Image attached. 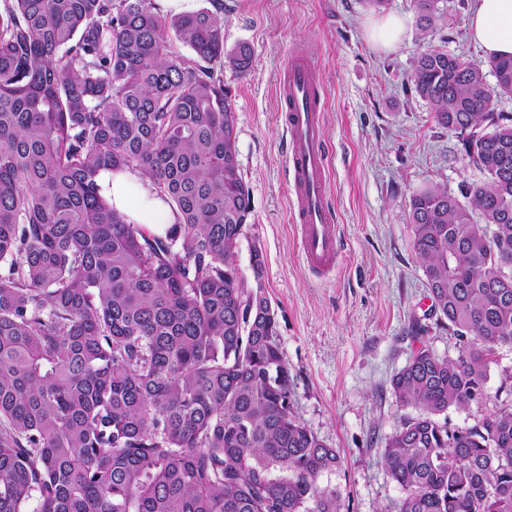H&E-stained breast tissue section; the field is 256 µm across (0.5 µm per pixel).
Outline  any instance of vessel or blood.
Segmentation results:
<instances>
[{
  "label": "vessel or blood",
  "instance_id": "obj_1",
  "mask_svg": "<svg viewBox=\"0 0 512 512\" xmlns=\"http://www.w3.org/2000/svg\"><path fill=\"white\" fill-rule=\"evenodd\" d=\"M289 133L287 163L291 175L292 212L304 265L317 277L334 273L343 256L329 202L330 146L326 139L321 82L316 64L293 53L280 88Z\"/></svg>",
  "mask_w": 512,
  "mask_h": 512
}]
</instances>
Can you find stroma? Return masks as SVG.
Instances as JSON below:
<instances>
[{"label":"stroma","mask_w":512,"mask_h":512,"mask_svg":"<svg viewBox=\"0 0 512 512\" xmlns=\"http://www.w3.org/2000/svg\"><path fill=\"white\" fill-rule=\"evenodd\" d=\"M224 45L248 43L249 75L224 68L233 91L238 162L252 214L236 255L246 284L255 279L249 246L264 254L262 280L277 312L281 351L292 379V412L341 465L319 483L343 512H396L404 490L382 461L384 442L414 408L401 405L391 378L419 345L454 358L453 328L429 313L421 263L406 221L410 195L431 185L460 197L483 172L467 157L461 134L434 122L409 80L427 46L480 63L467 33L475 0H439L433 36L423 37L412 0H222ZM406 20L391 50L370 38L371 20ZM320 69L324 132L332 146L329 200L337 212L343 259L329 279L303 265L292 222L279 80L291 52ZM485 408L449 409V428L466 429L486 411L512 406V345L497 346Z\"/></svg>","instance_id":"stroma-1"}]
</instances>
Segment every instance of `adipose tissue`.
Wrapping results in <instances>:
<instances>
[{
    "mask_svg": "<svg viewBox=\"0 0 512 512\" xmlns=\"http://www.w3.org/2000/svg\"><path fill=\"white\" fill-rule=\"evenodd\" d=\"M471 38L486 60L512 56V0H477L468 18ZM97 183L113 210L151 233L163 234L176 217L153 190L150 179L129 171H100Z\"/></svg>",
    "mask_w": 512,
    "mask_h": 512,
    "instance_id": "obj_1",
    "label": "adipose tissue"
}]
</instances>
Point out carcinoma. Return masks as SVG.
<instances>
[{
    "label": "carcinoma",
    "mask_w": 512,
    "mask_h": 512,
    "mask_svg": "<svg viewBox=\"0 0 512 512\" xmlns=\"http://www.w3.org/2000/svg\"><path fill=\"white\" fill-rule=\"evenodd\" d=\"M424 33L438 0H413ZM194 54L170 50L171 38ZM223 19L156 0H3L0 10V512H341L320 477L340 466L292 413L278 320L250 246L232 90L216 63ZM483 65L439 47L410 82L434 122L469 132L486 175L466 201L410 197L431 307L455 359L417 348L391 379L415 408L386 439L398 512H512V409L451 430L448 408L491 398L496 346L512 344V58ZM491 128H482L484 122ZM136 171L177 215L165 234L116 213L97 173ZM483 223H473V213Z\"/></svg>",
    "instance_id": "carcinoma-1"
}]
</instances>
